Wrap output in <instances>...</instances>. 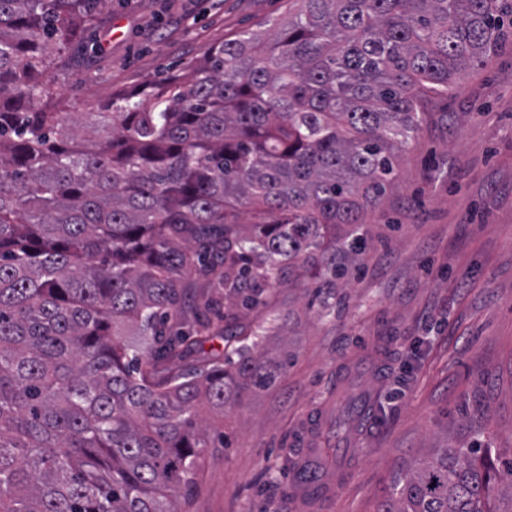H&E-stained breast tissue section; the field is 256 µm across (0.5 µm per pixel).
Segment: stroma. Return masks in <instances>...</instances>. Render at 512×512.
Masks as SVG:
<instances>
[{
    "mask_svg": "<svg viewBox=\"0 0 512 512\" xmlns=\"http://www.w3.org/2000/svg\"><path fill=\"white\" fill-rule=\"evenodd\" d=\"M287 0H105L91 53L47 78L71 112L181 73ZM369 210L370 247L330 314L275 283L270 315H237L279 368L224 406L180 512H381L395 476L435 448L512 449V35L398 153Z\"/></svg>",
    "mask_w": 512,
    "mask_h": 512,
    "instance_id": "stroma-1",
    "label": "stroma"
}]
</instances>
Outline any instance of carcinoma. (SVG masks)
<instances>
[{"label": "carcinoma", "mask_w": 512, "mask_h": 512, "mask_svg": "<svg viewBox=\"0 0 512 512\" xmlns=\"http://www.w3.org/2000/svg\"><path fill=\"white\" fill-rule=\"evenodd\" d=\"M99 6L0 0V512H178L202 406L275 382L212 290L251 312L279 273L336 286L428 103L512 27L507 0H288L150 90L65 112L45 74ZM499 464L437 448L382 512H512Z\"/></svg>", "instance_id": "1"}]
</instances>
